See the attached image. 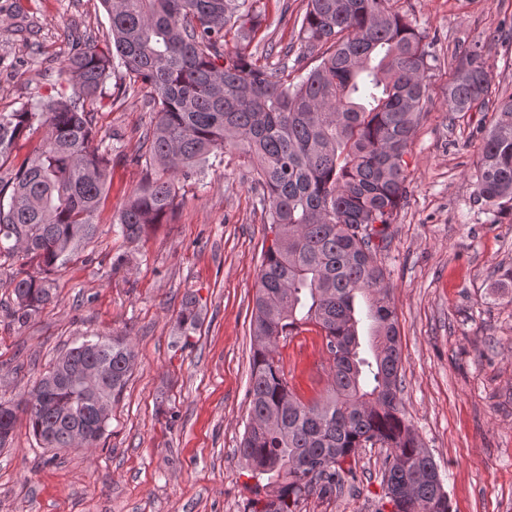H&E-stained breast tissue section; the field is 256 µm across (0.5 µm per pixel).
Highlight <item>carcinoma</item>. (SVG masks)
<instances>
[{
    "label": "carcinoma",
    "instance_id": "cac0c4a2",
    "mask_svg": "<svg viewBox=\"0 0 512 512\" xmlns=\"http://www.w3.org/2000/svg\"><path fill=\"white\" fill-rule=\"evenodd\" d=\"M111 50L76 43L61 70L73 94L40 109L0 112V258L34 263L42 276L14 281L13 316L26 321L53 298L48 274L95 235L109 188V148L85 102L112 69L117 90L135 85L153 102L145 166L154 170L129 196L116 223L139 239L174 210L179 176L217 151L238 150L256 164L261 202L281 230L264 251L251 320L249 418L238 448L266 495L251 512H298L313 491L351 487L358 449L381 444L385 498L405 486L401 512H449L436 463L400 408L402 355L390 285L379 246L407 197L411 135L428 99L427 36L391 0H307L299 38L323 49L318 64L292 81L243 51L224 52V28L251 35L261 15L244 0H104ZM489 65L464 52L446 93L448 111L484 106ZM45 131L35 154L16 162L14 145ZM477 200L512 201V95L498 100L476 168ZM195 299L177 318L196 329ZM330 360L325 395L302 402L289 387L278 343L309 327ZM134 350L124 338L69 349L35 381L26 399L0 400L14 431L18 413L44 448L73 447L75 426L90 420L77 376L91 364L112 369L96 387L119 396Z\"/></svg>",
    "mask_w": 512,
    "mask_h": 512
}]
</instances>
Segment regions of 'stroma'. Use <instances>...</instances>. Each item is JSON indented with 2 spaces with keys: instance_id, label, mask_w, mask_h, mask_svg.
<instances>
[{
  "instance_id": "35a3bbf8",
  "label": "stroma",
  "mask_w": 512,
  "mask_h": 512,
  "mask_svg": "<svg viewBox=\"0 0 512 512\" xmlns=\"http://www.w3.org/2000/svg\"><path fill=\"white\" fill-rule=\"evenodd\" d=\"M262 16L250 53L296 74L314 67L298 32L307 0H249ZM435 56L429 98L406 161L408 194L379 257L398 316L407 420L438 465L450 512H512V202H476V162L495 104L512 94V0H398ZM102 0H0V112L72 94L60 62L75 40L106 49ZM478 48L490 66L483 110L449 111L458 57ZM112 146L108 197L93 240L51 274L56 299L14 319L13 279L37 268L0 264V399H20L63 351L124 337L133 373L109 405L99 447H39L25 422L0 447V512H251L265 490L237 448L248 421L250 319L272 234L253 163L227 152L178 181L173 212L140 240L112 218L146 176L140 157L154 112L148 98L106 83L87 102ZM196 297L199 325L177 317ZM290 387L305 402L330 373L322 336L280 341ZM379 447L359 449L353 491L310 494L301 512H391L382 504Z\"/></svg>"
}]
</instances>
